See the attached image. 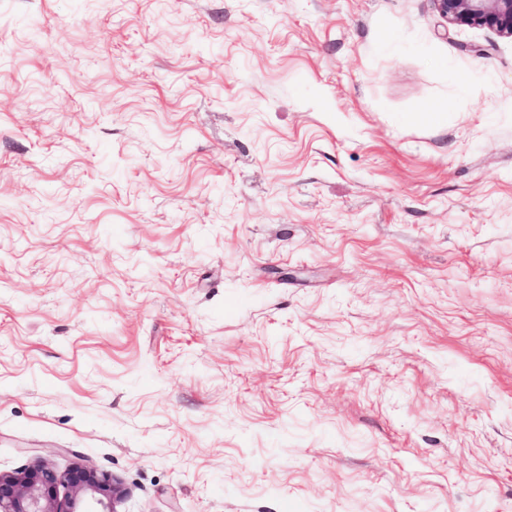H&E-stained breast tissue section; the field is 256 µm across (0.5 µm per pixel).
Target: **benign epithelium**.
Listing matches in <instances>:
<instances>
[{
	"label": "benign epithelium",
	"mask_w": 512,
	"mask_h": 512,
	"mask_svg": "<svg viewBox=\"0 0 512 512\" xmlns=\"http://www.w3.org/2000/svg\"><path fill=\"white\" fill-rule=\"evenodd\" d=\"M450 25L486 27L512 39V0H434ZM68 494L59 497V487ZM122 482L106 473L75 466L60 473L45 465L0 473V512H117Z\"/></svg>",
	"instance_id": "7a95c632"
}]
</instances>
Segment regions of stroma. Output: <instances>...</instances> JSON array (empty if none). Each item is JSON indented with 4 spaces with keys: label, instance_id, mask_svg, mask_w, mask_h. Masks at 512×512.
<instances>
[{
    "label": "stroma",
    "instance_id": "stroma-1",
    "mask_svg": "<svg viewBox=\"0 0 512 512\" xmlns=\"http://www.w3.org/2000/svg\"><path fill=\"white\" fill-rule=\"evenodd\" d=\"M36 463L118 512H512V39L0 0V473Z\"/></svg>",
    "mask_w": 512,
    "mask_h": 512
}]
</instances>
